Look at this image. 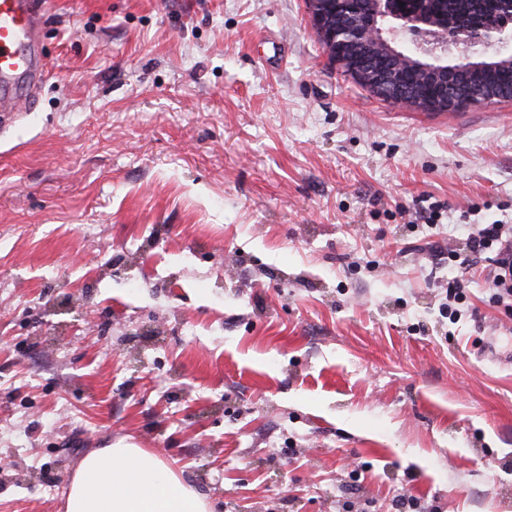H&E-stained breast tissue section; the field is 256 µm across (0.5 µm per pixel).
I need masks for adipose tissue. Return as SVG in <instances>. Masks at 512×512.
<instances>
[{"mask_svg": "<svg viewBox=\"0 0 512 512\" xmlns=\"http://www.w3.org/2000/svg\"><path fill=\"white\" fill-rule=\"evenodd\" d=\"M64 512H212L206 497L159 455L132 445L97 448L80 461Z\"/></svg>", "mask_w": 512, "mask_h": 512, "instance_id": "adipose-tissue-1", "label": "adipose tissue"}]
</instances>
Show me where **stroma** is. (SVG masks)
Masks as SVG:
<instances>
[{
	"instance_id": "stroma-1",
	"label": "stroma",
	"mask_w": 512,
	"mask_h": 512,
	"mask_svg": "<svg viewBox=\"0 0 512 512\" xmlns=\"http://www.w3.org/2000/svg\"><path fill=\"white\" fill-rule=\"evenodd\" d=\"M42 2L0 130V512H64L118 443L213 512H512V312L483 264L444 308L449 244L512 223V101H384L306 0Z\"/></svg>"
}]
</instances>
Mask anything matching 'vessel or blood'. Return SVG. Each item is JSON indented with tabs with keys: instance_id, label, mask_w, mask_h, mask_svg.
<instances>
[{
	"instance_id": "b4317fda",
	"label": "vessel or blood",
	"mask_w": 512,
	"mask_h": 512,
	"mask_svg": "<svg viewBox=\"0 0 512 512\" xmlns=\"http://www.w3.org/2000/svg\"><path fill=\"white\" fill-rule=\"evenodd\" d=\"M41 23L37 0H0V119L12 120L20 93H30L44 70L35 36Z\"/></svg>"
}]
</instances>
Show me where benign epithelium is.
Instances as JSON below:
<instances>
[{
	"instance_id": "1",
	"label": "benign epithelium",
	"mask_w": 512,
	"mask_h": 512,
	"mask_svg": "<svg viewBox=\"0 0 512 512\" xmlns=\"http://www.w3.org/2000/svg\"><path fill=\"white\" fill-rule=\"evenodd\" d=\"M335 0H309L311 20L322 43L347 75L367 84L388 100L417 110L447 111L474 103H492L512 98V87H492L485 94L457 97L443 93L426 98L418 93L393 96L396 73H371L363 69L364 54L383 49L400 60L444 64L449 53L456 51L455 68L445 72L447 82L467 70L477 68L478 61L512 59V0H504L503 19L476 29H465L455 20H439L421 14H397L390 0H370L371 19L363 25L353 24L330 12Z\"/></svg>"
}]
</instances>
